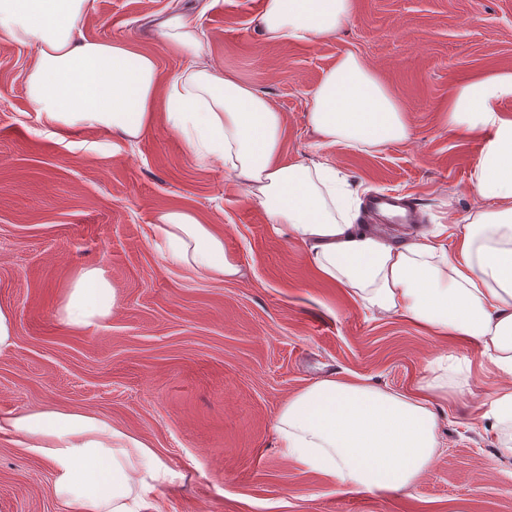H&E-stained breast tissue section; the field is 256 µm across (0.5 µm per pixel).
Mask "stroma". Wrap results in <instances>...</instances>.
<instances>
[{
	"instance_id": "obj_1",
	"label": "stroma",
	"mask_w": 512,
	"mask_h": 512,
	"mask_svg": "<svg viewBox=\"0 0 512 512\" xmlns=\"http://www.w3.org/2000/svg\"><path fill=\"white\" fill-rule=\"evenodd\" d=\"M335 39L272 44L262 0H89L87 36L153 53L162 75L180 61L157 27L179 10L206 34L205 51L281 112L284 160L334 163L355 198L397 195L423 226L477 205L470 174L480 134L442 118L457 83L512 71V0H354ZM374 67L406 111L407 141L358 152L323 145L308 123L311 94L345 51ZM33 47L0 42V303L15 344L0 353V414L89 409L142 437L174 469L162 512H512V464L489 430L500 376L477 345L438 341L406 318L356 305L319 281L303 251L223 168L199 163L166 124L136 145L86 130L66 141L39 131L24 93ZM189 209L224 232L238 277L214 281L165 260L152 217ZM105 269L114 313L85 333L57 302L74 269ZM455 366L440 395V454L409 487L356 493L277 448L273 423L289 398L325 376L371 378L412 393L437 358ZM467 380L457 390L459 380ZM46 461L0 438V512H56Z\"/></svg>"
}]
</instances>
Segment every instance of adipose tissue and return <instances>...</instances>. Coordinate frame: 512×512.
Returning a JSON list of instances; mask_svg holds the SVG:
<instances>
[{
  "mask_svg": "<svg viewBox=\"0 0 512 512\" xmlns=\"http://www.w3.org/2000/svg\"><path fill=\"white\" fill-rule=\"evenodd\" d=\"M88 0H0V41L34 47L25 94L37 124L59 139L85 129L133 144L166 123L193 156L224 167L268 215L274 230L302 246L323 281L363 307L401 316L434 338L476 343L483 359L512 379V71L453 86L448 126L477 131L471 173L481 205L459 226L453 251L435 225L403 242L355 224L350 191L326 161L282 159L281 112L264 95L206 56L204 31L180 11L163 22L167 50L183 62L164 77L156 57L117 39L83 33ZM353 0H263L258 23L269 42L334 39ZM308 121L321 140L365 151L410 135L403 108L357 53L337 57L312 94ZM165 257L216 280L238 274L224 236L187 210L156 213ZM115 290L104 269L81 267L57 307L59 321L85 333L111 317ZM442 385L406 395L362 377L319 379L288 400L274 431L299 464L350 492H394L432 464L440 442L433 409ZM500 460L512 462V382L493 401ZM10 437L52 469L59 512H159L158 486L173 475L144 440L89 410L45 408L0 416Z\"/></svg>",
  "mask_w": 512,
  "mask_h": 512,
  "instance_id": "adipose-tissue-1",
  "label": "adipose tissue"
}]
</instances>
